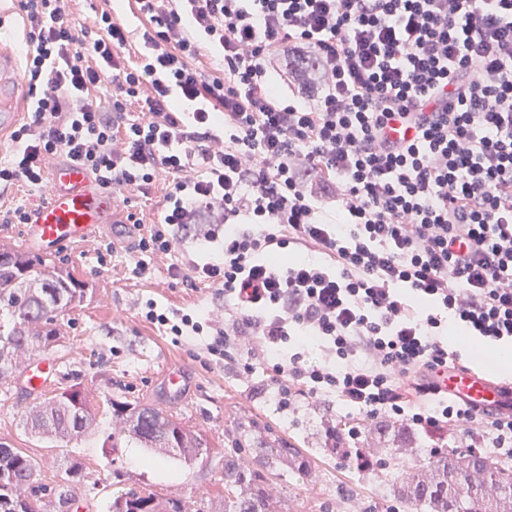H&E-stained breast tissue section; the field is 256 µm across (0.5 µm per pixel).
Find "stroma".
<instances>
[{"instance_id": "obj_1", "label": "stroma", "mask_w": 512, "mask_h": 512, "mask_svg": "<svg viewBox=\"0 0 512 512\" xmlns=\"http://www.w3.org/2000/svg\"><path fill=\"white\" fill-rule=\"evenodd\" d=\"M165 187L160 180L145 195L114 192L113 206L142 224L156 223ZM136 244V236L107 227L59 249L57 261L86 282L88 297L81 307L58 316L61 342L18 359L20 370L40 360L58 364L47 394L79 387L96 404L95 429L67 443L25 435L23 422L33 397L20 370L0 383V437L38 461L36 482L59 481L65 458L83 463L84 480L71 488L79 512H107L113 497L132 489L192 501L197 512H224L225 453L236 452L239 463L251 468L260 448L276 440L297 448L309 465L302 473L281 461L271 466L266 489L274 512H412L395 490L427 470L431 449L465 455L482 446L477 429L454 426L432 437L406 420L365 417L335 396L294 394L281 402L263 353L248 341L221 359L206 348L212 329L176 338L146 319L152 302L169 315L189 314L199 321L210 311L230 324L236 313L225 306L219 288L193 287L172 276L177 256L154 257L147 272L135 276ZM246 361L254 365L249 376L240 372ZM171 365L187 376L183 395L171 394L162 384ZM112 399L150 404L174 415L207 437L209 451L188 463L129 438L113 441L119 421L108 405ZM238 443L243 446L239 452L234 449Z\"/></svg>"}]
</instances>
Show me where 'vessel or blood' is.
I'll use <instances>...</instances> for the list:
<instances>
[{
  "mask_svg": "<svg viewBox=\"0 0 512 512\" xmlns=\"http://www.w3.org/2000/svg\"><path fill=\"white\" fill-rule=\"evenodd\" d=\"M20 87L18 56L10 45L0 46V131L17 119L15 102ZM53 190L40 204L23 230L24 248L52 256L65 246L87 241L114 222L112 193L98 176L77 160H60L50 172ZM442 389L452 397L471 402L478 410L495 411L502 386L486 374L463 368L440 375Z\"/></svg>",
  "mask_w": 512,
  "mask_h": 512,
  "instance_id": "b4317fda",
  "label": "vessel or blood"
}]
</instances>
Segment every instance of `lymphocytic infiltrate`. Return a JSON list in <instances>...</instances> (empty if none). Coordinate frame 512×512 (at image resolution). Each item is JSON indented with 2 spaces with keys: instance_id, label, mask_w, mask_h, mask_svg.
Returning <instances> with one entry per match:
<instances>
[{
  "instance_id": "f902f5d3",
  "label": "lymphocytic infiltrate",
  "mask_w": 512,
  "mask_h": 512,
  "mask_svg": "<svg viewBox=\"0 0 512 512\" xmlns=\"http://www.w3.org/2000/svg\"><path fill=\"white\" fill-rule=\"evenodd\" d=\"M69 2L20 0L29 101L0 188L44 186L62 156L119 191L166 177L133 272L223 239L220 261L187 262L239 312L208 351L305 333L328 356L270 365L281 397L334 394L430 435L477 423L512 457V412L432 380L463 359L448 320L512 341V0H135L134 62L122 21L76 27ZM286 57L310 71L285 98Z\"/></svg>"
}]
</instances>
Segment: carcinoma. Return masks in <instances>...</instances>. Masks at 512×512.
Here are the masks:
<instances>
[{"instance_id":"carcinoma-1","label":"carcinoma","mask_w":512,"mask_h":512,"mask_svg":"<svg viewBox=\"0 0 512 512\" xmlns=\"http://www.w3.org/2000/svg\"><path fill=\"white\" fill-rule=\"evenodd\" d=\"M89 289L74 271L34 255L11 241L0 240V381L13 375L20 352L47 349L60 338L54 326L63 311L83 303ZM124 423L128 436L145 448H164L191 461L208 448L163 411L107 399ZM95 420L87 395L65 389L36 402L25 420V431L39 438L72 440ZM429 475L397 489V495L423 512H512V470L491 457L434 455ZM37 461L14 445L0 446V512H41L34 498ZM266 474L245 469L224 454V512H269ZM190 502L159 500L152 492L132 490L112 499L111 512H190Z\"/></svg>"}]
</instances>
